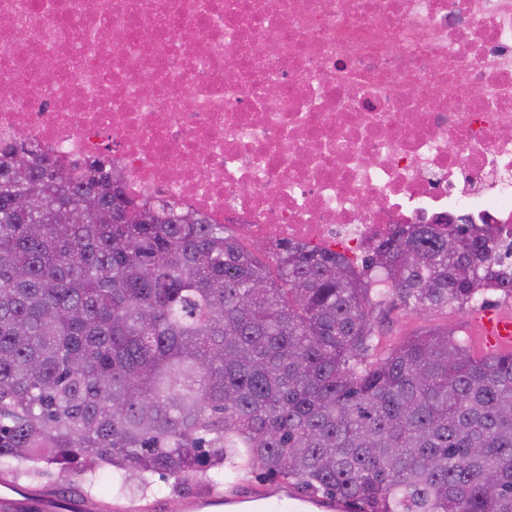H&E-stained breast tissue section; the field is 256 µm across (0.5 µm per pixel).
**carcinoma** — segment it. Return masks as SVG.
I'll return each mask as SVG.
<instances>
[{"instance_id": "cac0c4a2", "label": "carcinoma", "mask_w": 512, "mask_h": 512, "mask_svg": "<svg viewBox=\"0 0 512 512\" xmlns=\"http://www.w3.org/2000/svg\"><path fill=\"white\" fill-rule=\"evenodd\" d=\"M105 162L0 150V464L109 469L119 497L257 467L344 512H512V353L437 330L366 360L388 301L512 297L511 245L463 222L397 225L359 270L248 249L138 207Z\"/></svg>"}]
</instances>
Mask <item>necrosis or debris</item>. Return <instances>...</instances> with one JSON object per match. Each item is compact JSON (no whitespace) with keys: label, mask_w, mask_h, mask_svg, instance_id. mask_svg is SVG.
<instances>
[{"label":"necrosis or debris","mask_w":512,"mask_h":512,"mask_svg":"<svg viewBox=\"0 0 512 512\" xmlns=\"http://www.w3.org/2000/svg\"><path fill=\"white\" fill-rule=\"evenodd\" d=\"M353 255L512 240V0H0V148Z\"/></svg>","instance_id":"necrosis-or-debris-1"}]
</instances>
